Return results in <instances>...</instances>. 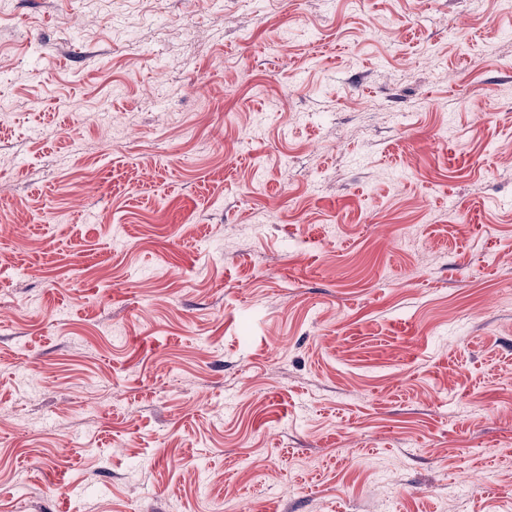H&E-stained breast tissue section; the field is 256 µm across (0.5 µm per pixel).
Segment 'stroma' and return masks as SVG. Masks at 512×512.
<instances>
[{"instance_id": "stroma-1", "label": "stroma", "mask_w": 512, "mask_h": 512, "mask_svg": "<svg viewBox=\"0 0 512 512\" xmlns=\"http://www.w3.org/2000/svg\"><path fill=\"white\" fill-rule=\"evenodd\" d=\"M217 505L512 512L499 0H0V512Z\"/></svg>"}]
</instances>
